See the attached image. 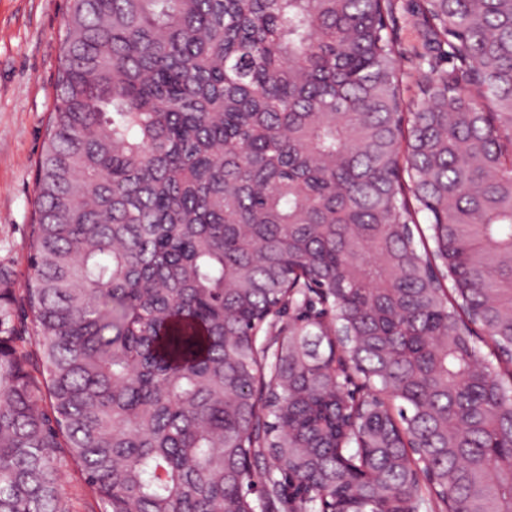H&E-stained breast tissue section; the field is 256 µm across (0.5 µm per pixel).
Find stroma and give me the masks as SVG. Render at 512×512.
I'll list each match as a JSON object with an SVG mask.
<instances>
[{
	"instance_id": "obj_1",
	"label": "stroma",
	"mask_w": 512,
	"mask_h": 512,
	"mask_svg": "<svg viewBox=\"0 0 512 512\" xmlns=\"http://www.w3.org/2000/svg\"><path fill=\"white\" fill-rule=\"evenodd\" d=\"M70 0H0V275L14 288L12 329H19L33 219L35 162L56 95L63 22ZM394 30L403 52L405 85H413L424 53L416 0H394ZM65 471L69 512H103L67 449L56 452Z\"/></svg>"
}]
</instances>
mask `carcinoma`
<instances>
[{
  "mask_svg": "<svg viewBox=\"0 0 512 512\" xmlns=\"http://www.w3.org/2000/svg\"><path fill=\"white\" fill-rule=\"evenodd\" d=\"M418 14L405 113L391 0H71L0 512H68L63 441L104 512H512V0ZM16 346L20 351L28 354L27 370L34 383L41 385L42 376L40 373L39 361L36 354V346L34 344L33 336H22L16 340Z\"/></svg>",
  "mask_w": 512,
  "mask_h": 512,
  "instance_id": "carcinoma-1",
  "label": "carcinoma"
}]
</instances>
